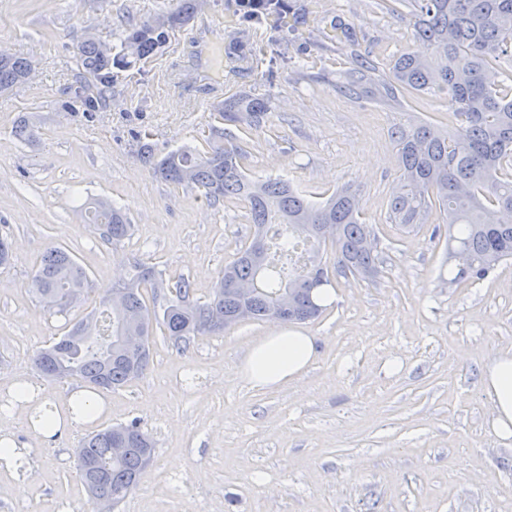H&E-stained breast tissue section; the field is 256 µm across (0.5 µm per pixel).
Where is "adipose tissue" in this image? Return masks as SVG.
<instances>
[{
	"instance_id": "obj_1",
	"label": "adipose tissue",
	"mask_w": 512,
	"mask_h": 512,
	"mask_svg": "<svg viewBox=\"0 0 512 512\" xmlns=\"http://www.w3.org/2000/svg\"><path fill=\"white\" fill-rule=\"evenodd\" d=\"M316 359L313 337L295 329L275 328L261 337L251 348L240 372L245 380L257 387L276 388L300 379ZM481 385L492 404L490 425L502 441L512 440V349L498 351L484 366ZM16 388L31 389L32 394L20 398L17 409L27 419L44 407H53L58 415L57 425L69 422L76 402H84L88 419H95L100 404L96 395L81 390L58 400L44 387H32L27 375H19Z\"/></svg>"
}]
</instances>
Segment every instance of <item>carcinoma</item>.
<instances>
[{"mask_svg": "<svg viewBox=\"0 0 512 512\" xmlns=\"http://www.w3.org/2000/svg\"><path fill=\"white\" fill-rule=\"evenodd\" d=\"M176 11L146 18L132 26L119 46L90 38L76 46L85 72L99 85H112V66H130L164 46L169 32L184 25L198 0H178ZM417 37L441 58L432 69L425 57L409 53L393 65L384 90L393 94L443 93L460 119L453 132L430 123L401 127L395 132L400 157L398 190L390 203L391 223L411 233L427 223L433 203L446 218L448 283L485 279L512 260V85L497 66L500 56L512 52V0H414ZM31 63L0 49V91L23 83ZM268 103L238 95L215 110L204 150L189 147L157 156L150 146L141 150L152 173L177 186L200 189L208 200L246 202L256 235L266 239L267 262L257 264L253 244L237 249L235 258L212 287L208 297H195L189 278L163 279L153 267L137 263L127 280L112 284L123 292L119 308L103 309L100 317H86L34 355L38 373L52 379L79 377L104 388L123 387L144 375L150 364V346L156 330L178 350L191 339L224 333L246 321L272 319L276 302L288 298L287 323L315 320L325 311L314 289L331 284V277L371 281L379 274L378 251L365 246L375 236L362 220L359 190L346 185L315 204L281 180L254 181L242 170L245 150L225 123L254 126ZM84 222L102 231L114 244L131 236L132 225L112 202L93 199L84 206ZM336 228V258L328 266L320 255L324 243L320 226ZM310 282L300 291L289 288L297 280ZM254 281L258 291L246 301L229 284ZM32 292L46 310L66 315L96 291L86 269L62 246H50L32 277ZM136 328L145 336L143 356L127 359L118 336ZM121 442L125 451L115 456ZM154 445L140 425L109 426L93 432L78 448L75 470L89 500L106 497L116 507L135 488L150 464Z\"/></svg>", "mask_w": 512, "mask_h": 512, "instance_id": "1", "label": "carcinoma"}]
</instances>
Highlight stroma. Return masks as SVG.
<instances>
[{"label": "stroma", "mask_w": 512, "mask_h": 512, "mask_svg": "<svg viewBox=\"0 0 512 512\" xmlns=\"http://www.w3.org/2000/svg\"><path fill=\"white\" fill-rule=\"evenodd\" d=\"M290 3L254 23L235 0H203L196 20L153 56L113 68L112 90L87 120L70 108L83 74L77 43H119L175 0H0V48L36 63L35 78L0 92V234L13 246L11 265L0 267V395L20 374L61 399L81 387L40 376L33 356L97 308L133 260L209 294L253 232L248 209L155 177L139 147L204 148L214 107L235 92L271 103L260 127L234 130L249 174L288 179L313 201L358 186L381 251L376 282L333 278L331 305L303 326L317 357L297 381L257 388L242 378L247 351L272 328L244 322L183 352L155 336L147 372L98 390V417L48 445L28 435L22 414L6 418L31 454L13 475L0 473V512H91L76 450L85 435L134 420L152 437L154 458L117 512H512V443L494 435L480 384L483 365L512 349V262L486 280L449 284L448 256L433 236L440 213L410 234L389 220L400 169L393 134L419 120L455 127L445 96L345 89L359 62L385 76L398 56L420 49L414 6ZM336 19L352 41L327 39ZM208 29L224 49L217 83L207 77ZM22 116L37 141L15 136ZM93 198L124 206L129 240L109 243L82 223L77 208ZM53 244L98 288L65 316L27 291Z\"/></svg>", "instance_id": "stroma-1"}]
</instances>
